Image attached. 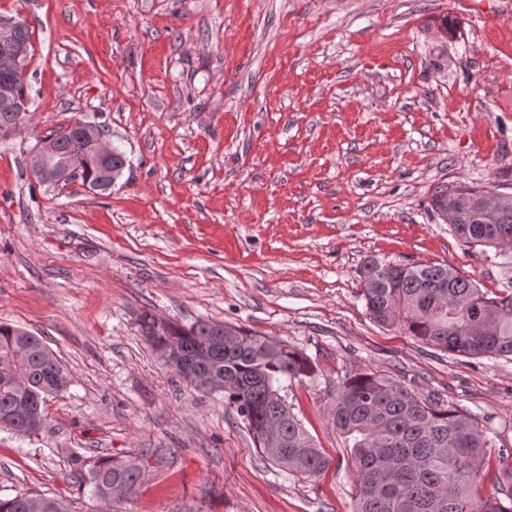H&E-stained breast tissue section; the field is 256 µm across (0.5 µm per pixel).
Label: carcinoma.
I'll use <instances>...</instances> for the list:
<instances>
[{
	"instance_id": "obj_1",
	"label": "carcinoma",
	"mask_w": 512,
	"mask_h": 512,
	"mask_svg": "<svg viewBox=\"0 0 512 512\" xmlns=\"http://www.w3.org/2000/svg\"><path fill=\"white\" fill-rule=\"evenodd\" d=\"M21 100L28 99L24 74H0ZM81 119L46 135L56 163H76L75 177L106 190L122 174L125 153L112 148L109 165L86 149ZM488 192L459 186L434 190L431 206L448 219L451 232L485 258L512 247V194L487 208ZM366 312L381 326H398L422 344L471 356H512V285L494 294L447 264H393L370 258L359 268ZM140 331L156 350L176 351L175 371L205 395L219 393L241 418L256 447L280 470L313 476L329 461L281 394L285 381L319 372V364L288 341L253 335L222 322L189 326L145 313ZM67 372L42 340L0 322V429L30 435L44 426L42 405L65 389ZM333 425L352 448L353 512H512V448H494L477 416L422 397L401 378L371 371L349 372L330 408ZM497 463L496 493L480 491L481 471ZM81 485L111 512L135 495L142 465L136 458L103 457L89 469L73 456ZM35 495L0 498V512H34ZM41 512H74L63 498L43 496Z\"/></svg>"
}]
</instances>
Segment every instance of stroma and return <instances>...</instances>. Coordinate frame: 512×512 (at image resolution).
I'll return each instance as SVG.
<instances>
[{
    "mask_svg": "<svg viewBox=\"0 0 512 512\" xmlns=\"http://www.w3.org/2000/svg\"><path fill=\"white\" fill-rule=\"evenodd\" d=\"M31 33L24 127L0 139V322L43 339L72 383L38 435L0 430V497L107 512L71 474L139 458L127 512H352L329 418L349 371L402 376L512 448V359L375 324L366 258L512 282L429 204L440 186L512 193V0H0ZM456 19L453 34L429 18ZM101 125L129 163L111 189L38 182L51 131ZM287 340L320 365L288 401L320 475L270 464L221 396L194 391L143 313Z\"/></svg>",
    "mask_w": 512,
    "mask_h": 512,
    "instance_id": "35a3bbf8",
    "label": "stroma"
}]
</instances>
